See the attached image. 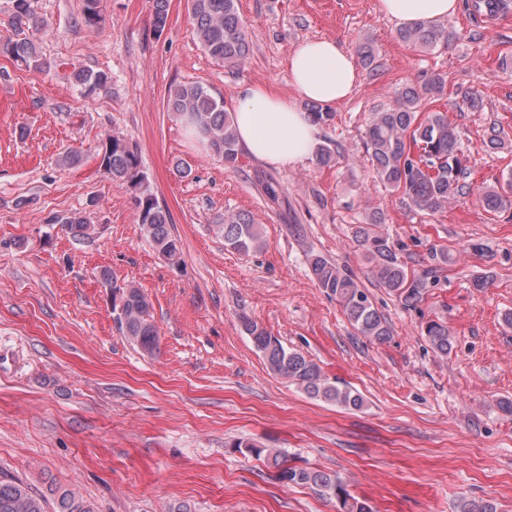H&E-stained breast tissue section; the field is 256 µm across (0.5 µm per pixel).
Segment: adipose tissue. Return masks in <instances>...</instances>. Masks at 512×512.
I'll use <instances>...</instances> for the list:
<instances>
[{"mask_svg":"<svg viewBox=\"0 0 512 512\" xmlns=\"http://www.w3.org/2000/svg\"><path fill=\"white\" fill-rule=\"evenodd\" d=\"M380 12L403 26L452 17L459 0H378ZM290 82L298 95L291 101L260 85L240 89L234 122L240 147L250 156L279 168L311 158L318 127L299 100L327 108L347 99L358 78L354 58L337 41L308 40L289 58Z\"/></svg>","mask_w":512,"mask_h":512,"instance_id":"1","label":"adipose tissue"}]
</instances>
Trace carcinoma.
Returning a JSON list of instances; mask_svg holds the SVG:
<instances>
[{"label":"carcinoma","mask_w":512,"mask_h":512,"mask_svg":"<svg viewBox=\"0 0 512 512\" xmlns=\"http://www.w3.org/2000/svg\"><path fill=\"white\" fill-rule=\"evenodd\" d=\"M171 0H150L153 30L164 31ZM194 32L208 56L226 67L243 65L250 55L251 38L241 18L237 0H187ZM83 23L96 28L102 22L101 0H83ZM46 28L45 21L33 11L30 0H13L6 22L7 34L0 35V57L33 73L44 74L50 63L30 36L32 31ZM401 38L423 49L448 44L454 33L432 22H422L400 32ZM75 83L86 98L108 91L112 75L105 70L81 69L74 72ZM446 80L434 75L421 87L407 86L395 104L373 113L365 131V147L377 180L392 192H400L415 208L430 212L443 209L448 200L466 186L468 168L460 157L458 131L448 122L445 112L419 114L424 99L445 92ZM167 111L193 130L196 139L219 157L224 166L236 167L239 161L236 128L232 112L224 108L203 86L178 84L169 89ZM99 167L105 177L126 186L133 193L138 224L157 253L177 265L181 261L180 240L173 235L168 210L161 206L141 171L137 150L119 135L107 136L101 146ZM484 210L500 212L512 209V174L505 182L478 190ZM52 224H63L74 238L88 236L87 216H53ZM382 215L377 213L371 223L359 231L360 245L368 264V275L380 288L396 296L403 306L413 307L424 292L438 280L425 275H412L399 259L388 236L379 231ZM219 230L224 246L239 253L263 248L264 240L249 214L238 212L222 220ZM310 271L319 288L336 297L355 335L371 343L382 344L391 336L385 316L374 306L368 290L350 270L326 257L308 252ZM103 286L112 289V311L125 338L141 351L152 354L158 347L156 327L150 320L151 303L143 291L133 285H117L108 273L102 274ZM244 332L254 337L252 344L267 368L296 386L308 397L331 403L347 410H360L364 398L351 387L328 378L321 367L302 352L285 346L264 327L247 316L240 317ZM424 336L431 348L446 357L453 348L448 323L430 320ZM244 447L281 472L279 479L308 486L321 497L334 499L340 512H372L364 498L353 495L348 483L339 474L310 467L287 464L279 451ZM0 512H96L95 504L72 490L53 493L52 498L35 494L21 480H0ZM458 512H496L494 504L461 496Z\"/></svg>","instance_id":"1"}]
</instances>
